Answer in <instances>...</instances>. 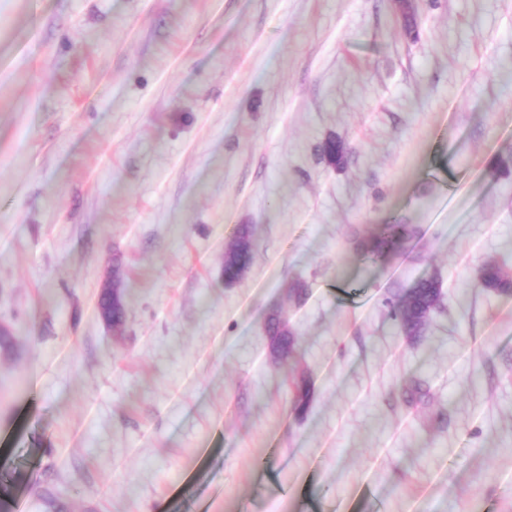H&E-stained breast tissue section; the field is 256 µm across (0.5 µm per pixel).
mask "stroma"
<instances>
[{
	"label": "stroma",
	"instance_id": "35a3bbf8",
	"mask_svg": "<svg viewBox=\"0 0 512 512\" xmlns=\"http://www.w3.org/2000/svg\"><path fill=\"white\" fill-rule=\"evenodd\" d=\"M501 260L512 0H0V512H512ZM251 230L243 225L224 254V281L232 283L242 277L252 261ZM504 264L505 262H502V265ZM502 265L489 263L481 268L479 281L484 288H491L498 292H510L512 281ZM440 289L434 279L418 281L391 308V317L406 336H422L430 315L439 308ZM267 333L277 346L281 356L289 362L298 363L297 352L288 328L282 324V318L273 315L267 323Z\"/></svg>",
	"mask_w": 512,
	"mask_h": 512
}]
</instances>
